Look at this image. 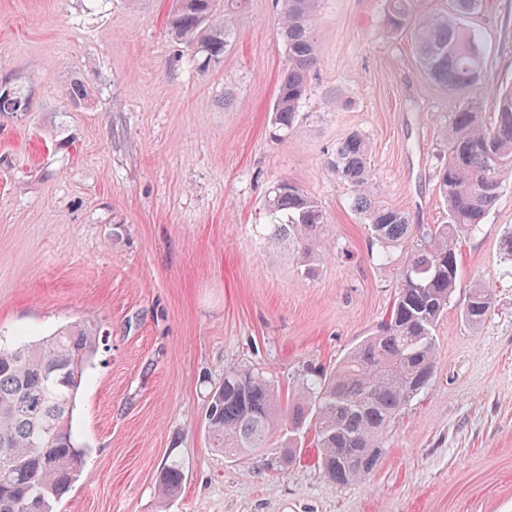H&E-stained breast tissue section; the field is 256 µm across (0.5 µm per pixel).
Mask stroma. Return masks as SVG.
Listing matches in <instances>:
<instances>
[{
    "label": "stroma",
    "mask_w": 512,
    "mask_h": 512,
    "mask_svg": "<svg viewBox=\"0 0 512 512\" xmlns=\"http://www.w3.org/2000/svg\"><path fill=\"white\" fill-rule=\"evenodd\" d=\"M274 0H248L220 63L198 69L169 33L173 0H0V82L30 91L0 115V339L80 319L107 344L76 398L84 466L56 512H512V178L459 245L463 288L492 290L480 325L456 294L435 330L428 387L385 436L371 475L340 485L300 450L231 458L205 429L211 389L248 368L292 397L388 318L404 246L372 241L326 162L365 136L372 189L414 224H443L434 173L456 96L422 70L411 29L382 33L385 0H324L319 63L299 119L270 118L287 56ZM488 91L512 86V0L464 20ZM281 179L328 217L314 275L268 259ZM170 460L186 475L160 506Z\"/></svg>",
    "instance_id": "stroma-1"
}]
</instances>
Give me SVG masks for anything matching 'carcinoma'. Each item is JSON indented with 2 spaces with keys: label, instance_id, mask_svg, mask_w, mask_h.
<instances>
[{
  "label": "carcinoma",
  "instance_id": "cac0c4a2",
  "mask_svg": "<svg viewBox=\"0 0 512 512\" xmlns=\"http://www.w3.org/2000/svg\"><path fill=\"white\" fill-rule=\"evenodd\" d=\"M246 0H175L171 34L196 47L203 67L220 62L233 36L231 19ZM288 64L278 80L272 125L288 136L306 99L317 65L318 20L323 0H276ZM419 0H388L384 33L413 26L416 55L438 85L459 97L444 131L448 159L437 172L448 209L446 224H411L407 214L371 192L373 173L366 138L348 135L327 161L330 172L352 189V207L381 244H408L398 291L388 320L352 350L326 377L306 381L297 398L283 403L264 375L244 368L224 374L210 394L205 421L212 448L246 457L268 448L275 429L291 435L315 421L319 462L338 484L366 479L384 448V435L404 407L435 373L434 330L459 288L457 245L497 203L512 174V88L496 93L497 111L486 123L476 101L483 59L477 36L462 20L481 11L484 0H448L440 14L425 16ZM23 89L0 85V113L25 112ZM267 208L269 256L295 253L307 274L315 273L316 250L327 215L307 191L279 181ZM491 289L468 288L462 315L471 325L485 320ZM101 327L78 321L35 342L0 343V512H55L76 481L84 452L72 414L89 362L102 343ZM185 475L172 461L162 466L159 491L178 495Z\"/></svg>",
  "mask_w": 512,
  "mask_h": 512
}]
</instances>
